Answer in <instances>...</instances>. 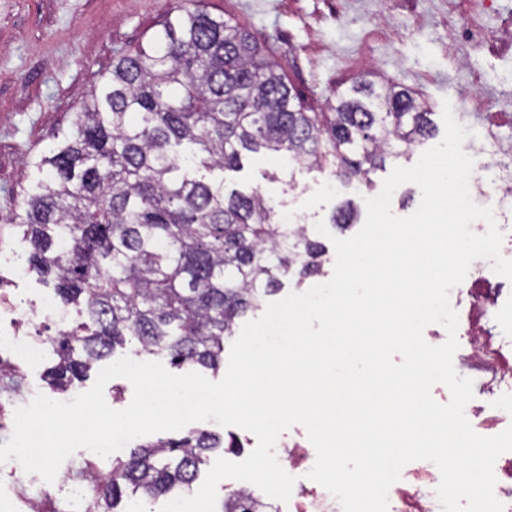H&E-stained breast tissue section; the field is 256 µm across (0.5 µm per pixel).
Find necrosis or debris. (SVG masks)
I'll return each instance as SVG.
<instances>
[{"label": "necrosis or debris", "mask_w": 512, "mask_h": 512, "mask_svg": "<svg viewBox=\"0 0 512 512\" xmlns=\"http://www.w3.org/2000/svg\"><path fill=\"white\" fill-rule=\"evenodd\" d=\"M473 201L493 207L505 236L502 250L512 255V142L489 139L486 157L476 159L469 182ZM479 275L455 287L450 302L459 316L465 340L462 356L467 377L473 381V399L465 407L467 418H481L485 429L498 419L485 414L486 399L512 395V336L502 328L504 313L512 314V289L496 274L490 261L477 260ZM0 307L11 314V327L0 329V351L6 350L29 362L39 361L48 345L39 331L42 322L65 328L73 317L51 300L36 307H20L9 292L0 293ZM440 482L437 466L419 460L410 466L388 492V512H442L435 496Z\"/></svg>", "instance_id": "1"}]
</instances>
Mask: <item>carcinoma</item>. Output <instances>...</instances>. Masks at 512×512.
Masks as SVG:
<instances>
[{
	"label": "carcinoma",
	"mask_w": 512,
	"mask_h": 512,
	"mask_svg": "<svg viewBox=\"0 0 512 512\" xmlns=\"http://www.w3.org/2000/svg\"><path fill=\"white\" fill-rule=\"evenodd\" d=\"M428 103L393 83L360 81L313 112L263 44L193 0L170 9L133 53L119 56L75 112L59 144L34 162L42 173L20 223L29 262L86 319L48 337L51 390L86 376L118 347L165 353L177 367L215 369L237 320L262 308L283 280L322 273L324 244L305 224H275L254 190H224V171L265 152L284 164L330 170L372 187L387 161L408 160L434 136ZM356 210L333 215L347 228ZM214 432L140 444L112 458L84 512H121L193 489ZM217 512H272L240 487Z\"/></svg>",
	"instance_id": "1"
}]
</instances>
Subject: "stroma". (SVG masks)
Here are the masks:
<instances>
[{
	"mask_svg": "<svg viewBox=\"0 0 512 512\" xmlns=\"http://www.w3.org/2000/svg\"><path fill=\"white\" fill-rule=\"evenodd\" d=\"M176 3L0 0V254L25 270L13 284L16 298L37 305L53 295L26 270L30 252L17 221L25 193L38 180L33 159L61 141L72 113L111 71L113 60L146 42ZM200 6L264 42L312 111H325L356 80H389L422 96L434 123H441L444 104H451L456 121L473 132L463 144L470 156H481L486 130L512 141V101L499 96L500 86L512 83V48L463 42L458 25L448 21L449 0H201ZM476 90L490 100L480 114L466 107ZM224 185L260 190L281 214L300 212L311 227L329 221L346 200L365 206L362 192L335 183L333 175L287 168L261 153L241 170L225 172ZM53 364L48 355L0 374V388L20 383L12 398L18 407L39 393L68 401L73 392L90 388L86 380L50 391L45 377ZM86 462L103 476L112 468L111 458L80 449L63 462L54 483L39 479L17 487L12 462L2 463L0 495L19 512H68L69 475Z\"/></svg>",
	"mask_w": 512,
	"mask_h": 512,
	"instance_id": "stroma-1",
	"label": "stroma"
}]
</instances>
